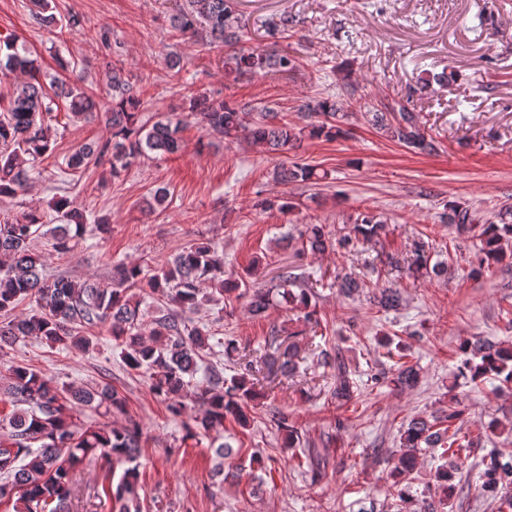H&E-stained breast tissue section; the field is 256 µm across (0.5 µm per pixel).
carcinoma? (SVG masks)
I'll use <instances>...</instances> for the list:
<instances>
[{
    "instance_id": "1",
    "label": "carcinoma",
    "mask_w": 512,
    "mask_h": 512,
    "mask_svg": "<svg viewBox=\"0 0 512 512\" xmlns=\"http://www.w3.org/2000/svg\"><path fill=\"white\" fill-rule=\"evenodd\" d=\"M300 20L283 14L273 26L280 37L297 32ZM173 28L207 44H222L224 71L228 76L269 72L292 73L299 68L297 57L286 51L256 53L239 46L245 23L236 9V0H187V7L173 18ZM112 107L84 89L63 82L45 87L36 76L35 60L18 46L17 40H0V74L13 76L12 92L7 105L0 107V196L24 190L30 175L21 161L26 155L37 158L50 150L49 126L45 117L54 112L56 100L63 98L65 108L76 120L89 119L105 111L107 139L85 144L68 159L71 170L107 167L117 178L140 158L155 153L160 156L180 151L179 136L183 120L176 113H161L151 124L139 123L141 99L134 92L123 67L106 62ZM341 100L327 97L308 101L299 107L305 123L294 124L273 107L261 109L240 105L221 93L192 95L188 99L189 116L208 134L229 143L247 142L267 153L295 148L306 140H334L344 134L342 124L348 117ZM372 122L379 133L412 150L432 153L435 140L421 125L415 108L396 102L384 112H375ZM328 173L300 163L278 164L272 180L282 186L293 183L316 184ZM59 223L47 229L43 215L36 209L12 219L0 221V346L13 345L19 339L34 337L57 349L92 346L94 329L107 325L125 370L145 372L151 392L168 402L172 417L182 423L184 439L199 433L214 434L211 447L221 459L232 454V445L224 441V420L231 417L248 424L245 406L257 396L254 377L260 369L248 361L243 372L224 377V367L212 365L203 378L189 389L200 371L203 353L209 349V330L196 326L189 314L214 301L215 295L236 292L249 298L247 311L260 318L273 302V290L251 284L246 278L224 277V253L208 242L193 241L167 264V269L151 274L143 266L117 262L105 281L73 279L46 271V258L34 242L49 236L48 246L58 256L67 255L82 238L86 216L76 203L66 197L53 202ZM460 235L481 227V265L491 266L502 260L512 241V208L498 213L499 223L480 224L469 208L452 204L440 215ZM385 231V222L373 212H361L355 219V232L369 240ZM301 237L313 253L327 249L328 237L320 224L308 226ZM425 243H415L410 266L415 270L432 269L436 275L446 271L444 262L428 266ZM277 279L282 298L307 321L316 320L312 305L313 282L310 276L284 266ZM158 303L153 317L150 340L141 332L144 325L141 305L146 299ZM34 303L20 318L6 319L18 303ZM379 309L395 310L401 294L396 288H383L375 296ZM271 353L262 359L267 373L291 376L297 369L298 346L282 345L277 330L265 343ZM466 355L463 366L470 380L512 384V345L489 343L481 338L466 339L460 344ZM324 365L335 371L329 388L330 398L343 406L353 397V382L341 351L335 356L324 354ZM419 370L401 363L395 383L413 387ZM14 409L0 418V500L13 502V512H70L76 490L73 470L91 460L127 464L115 484L102 489L112 499L117 512H140L138 495L139 459L142 456V431L138 423H123L112 416L123 412V400L108 383L84 389L60 386L44 373L28 366L11 368L10 384L4 388ZM94 410L101 422L84 423L77 409ZM272 421L286 432V445L295 448L300 437L288 418L275 411ZM482 444V434L464 431L463 410L454 396L448 407L430 417L417 416L399 430L398 450L391 473L392 488L400 507L408 512H444L452 497L456 474L464 464L463 456ZM424 448H439L444 460L435 474L438 500L415 499L403 486L404 478L417 465ZM305 462L319 474L326 473L328 459L320 449L307 445L302 450ZM480 489L490 494L497 512H512V454L492 448L482 458Z\"/></svg>"
}]
</instances>
